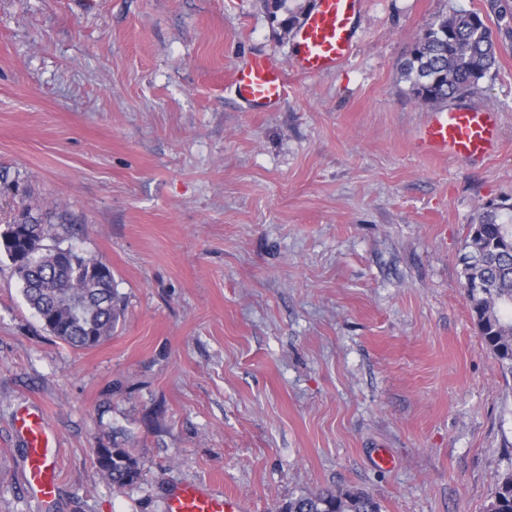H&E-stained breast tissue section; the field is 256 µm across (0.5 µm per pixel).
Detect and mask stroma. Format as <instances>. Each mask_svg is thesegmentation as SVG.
I'll list each match as a JSON object with an SVG mask.
<instances>
[{
  "label": "stroma",
  "mask_w": 512,
  "mask_h": 512,
  "mask_svg": "<svg viewBox=\"0 0 512 512\" xmlns=\"http://www.w3.org/2000/svg\"><path fill=\"white\" fill-rule=\"evenodd\" d=\"M485 0H364L352 57L291 69L313 0H0V225L18 203L107 264L124 309L78 349L49 333L0 253V512H163L205 483L245 512L361 487L383 512H484L512 464V381L494 369L459 257L512 198V44L458 106L497 112L480 162L411 141L429 108L401 65L434 21ZM287 67L249 112L233 71ZM56 438V496L21 482L18 407ZM131 449L137 483L95 463ZM396 464L381 469L375 449ZM233 79L238 98L250 112L274 110L290 91L282 65L267 56L238 66Z\"/></svg>",
  "instance_id": "35a3bbf8"
}]
</instances>
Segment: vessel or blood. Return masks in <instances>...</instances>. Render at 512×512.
Instances as JSON below:
<instances>
[{
	"label": "vessel or blood",
	"mask_w": 512,
	"mask_h": 512,
	"mask_svg": "<svg viewBox=\"0 0 512 512\" xmlns=\"http://www.w3.org/2000/svg\"><path fill=\"white\" fill-rule=\"evenodd\" d=\"M362 0H315L295 33L292 66L316 76L335 70L352 50ZM238 98L252 112L277 108L288 96L289 85L281 64L257 56L234 71ZM500 145V130L494 112L484 107H451L431 113L415 140V150L428 157L482 160ZM15 428L27 448L22 479L39 498H52L57 483L56 449L43 413L20 408ZM165 512H243L233 495L217 494L202 483L173 488Z\"/></svg>",
	"instance_id": "obj_1"
}]
</instances>
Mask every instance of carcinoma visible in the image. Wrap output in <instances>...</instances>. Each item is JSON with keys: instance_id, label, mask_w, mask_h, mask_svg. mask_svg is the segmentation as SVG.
I'll return each mask as SVG.
<instances>
[{"instance_id": "carcinoma-1", "label": "carcinoma", "mask_w": 512, "mask_h": 512, "mask_svg": "<svg viewBox=\"0 0 512 512\" xmlns=\"http://www.w3.org/2000/svg\"><path fill=\"white\" fill-rule=\"evenodd\" d=\"M496 18L500 33L512 39V7L507 0H486L485 11L455 12L432 24L417 41L402 68L414 98L440 104L472 93L497 62L500 42L488 25ZM13 221L45 225L71 223L61 210L48 217L22 204ZM466 245L470 251L462 259L464 282L478 281L480 289H465L471 314L489 348L499 375L512 379V204L492 203L469 225ZM65 248L56 242L44 255V265L33 271L36 288L24 289L35 311L56 313L58 339L78 348L99 345L112 335L121 314L120 298L112 285L93 284L89 269L109 270L102 261L73 252L75 265L63 278H50L46 267L55 252ZM72 252V248L65 249ZM100 470L118 489L132 485L141 476L138 459L128 448L113 446ZM278 512H382L380 503L360 488H339L306 493L288 500ZM485 512H512V464L499 475L490 493Z\"/></svg>"}]
</instances>
